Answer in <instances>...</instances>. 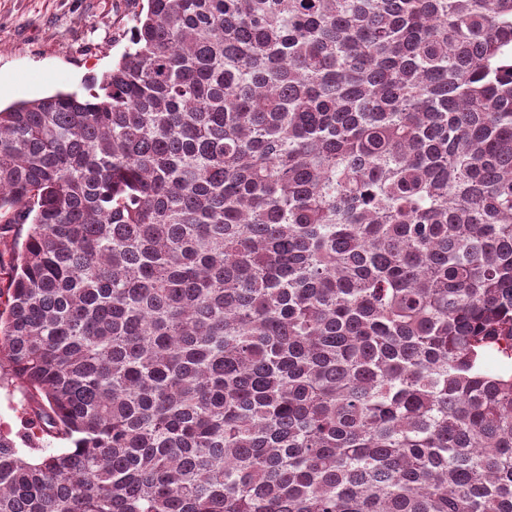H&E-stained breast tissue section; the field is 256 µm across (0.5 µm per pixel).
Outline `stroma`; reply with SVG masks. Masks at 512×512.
<instances>
[{"mask_svg": "<svg viewBox=\"0 0 512 512\" xmlns=\"http://www.w3.org/2000/svg\"><path fill=\"white\" fill-rule=\"evenodd\" d=\"M142 0H0V106L100 83Z\"/></svg>", "mask_w": 512, "mask_h": 512, "instance_id": "obj_1", "label": "stroma"}]
</instances>
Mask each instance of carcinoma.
<instances>
[{"label": "carcinoma", "instance_id": "1", "mask_svg": "<svg viewBox=\"0 0 512 512\" xmlns=\"http://www.w3.org/2000/svg\"><path fill=\"white\" fill-rule=\"evenodd\" d=\"M0 223V512H512V0H147ZM7 375L2 374L0 379V430L12 432L17 445L21 451L27 452L28 446L25 445L17 435H22L26 431V418L24 407L20 402V394L11 385Z\"/></svg>", "mask_w": 512, "mask_h": 512}]
</instances>
